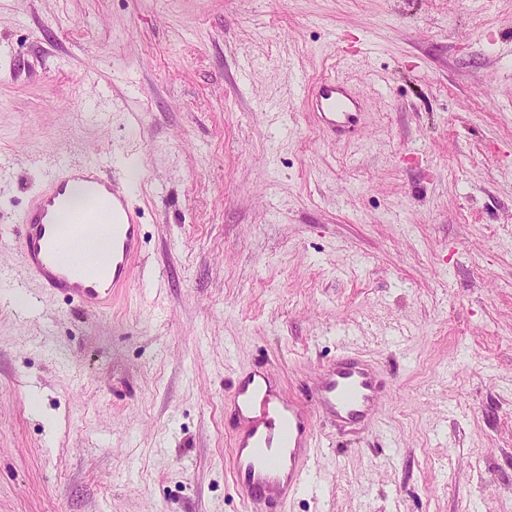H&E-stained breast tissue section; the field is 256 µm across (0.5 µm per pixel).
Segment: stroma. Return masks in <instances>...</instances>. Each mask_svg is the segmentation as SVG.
Wrapping results in <instances>:
<instances>
[{"mask_svg": "<svg viewBox=\"0 0 512 512\" xmlns=\"http://www.w3.org/2000/svg\"><path fill=\"white\" fill-rule=\"evenodd\" d=\"M328 75L355 142L295 95ZM41 153L141 217L109 310L20 258ZM0 229V512H264L232 384L347 350L386 388L283 512H512V0H0Z\"/></svg>", "mask_w": 512, "mask_h": 512, "instance_id": "obj_1", "label": "stroma"}]
</instances>
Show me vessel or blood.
<instances>
[{"label": "vessel or blood", "mask_w": 512, "mask_h": 512, "mask_svg": "<svg viewBox=\"0 0 512 512\" xmlns=\"http://www.w3.org/2000/svg\"><path fill=\"white\" fill-rule=\"evenodd\" d=\"M298 93L331 135L352 137L359 102L347 82L303 83ZM106 158L60 162L47 188L23 212L20 255L43 288L100 309L127 287L141 251L142 228L122 185L105 177ZM384 380L365 356L347 352L324 366L305 398L283 395L246 378L231 388L240 429L232 469L247 501L278 512L307 476L317 446L316 421L346 427L371 414Z\"/></svg>", "instance_id": "obj_1"}]
</instances>
